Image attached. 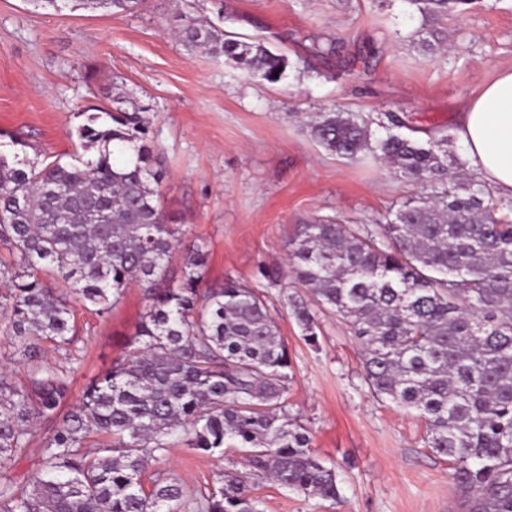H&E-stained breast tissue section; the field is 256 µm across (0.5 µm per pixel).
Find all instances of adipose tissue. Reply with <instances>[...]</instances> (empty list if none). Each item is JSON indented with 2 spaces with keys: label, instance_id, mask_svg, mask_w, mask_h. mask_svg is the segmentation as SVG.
<instances>
[{
  "label": "adipose tissue",
  "instance_id": "obj_1",
  "mask_svg": "<svg viewBox=\"0 0 512 512\" xmlns=\"http://www.w3.org/2000/svg\"><path fill=\"white\" fill-rule=\"evenodd\" d=\"M456 137L468 169L494 195L512 197V71L497 73L460 112Z\"/></svg>",
  "mask_w": 512,
  "mask_h": 512
}]
</instances>
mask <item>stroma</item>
<instances>
[{"label":"stroma","instance_id":"1","mask_svg":"<svg viewBox=\"0 0 512 512\" xmlns=\"http://www.w3.org/2000/svg\"><path fill=\"white\" fill-rule=\"evenodd\" d=\"M197 18L266 39L286 56L270 84L223 59L188 50L174 35ZM423 21L407 0H142L133 12L37 10L0 0V149L25 142L31 159L73 153L84 112L135 102L160 153L167 222L184 243L206 245V284L233 279L259 289L277 317L292 380L288 411L311 448L336 473L339 503L254 477L263 512H457L451 463L424 444L416 416L379 401L364 381L361 347L336 314L320 310L316 342L288 306L306 290L287 277L288 239L297 225L329 220L381 224L418 188L382 159L356 162L315 142L307 122L330 108L379 131L387 114L419 132L451 135L459 112L503 68H512V0H476L440 20L442 47L418 44ZM71 350L44 359L71 371V395L125 358L148 302L128 288L111 312L72 304ZM51 423L5 463L18 485L40 464ZM241 454L169 448L150 471L177 478L195 496L242 469Z\"/></svg>","mask_w":512,"mask_h":512}]
</instances>
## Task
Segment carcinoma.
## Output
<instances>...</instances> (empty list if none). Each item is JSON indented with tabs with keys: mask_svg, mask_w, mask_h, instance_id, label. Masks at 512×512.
I'll use <instances>...</instances> for the list:
<instances>
[{
	"mask_svg": "<svg viewBox=\"0 0 512 512\" xmlns=\"http://www.w3.org/2000/svg\"><path fill=\"white\" fill-rule=\"evenodd\" d=\"M60 11L132 12L141 0H29ZM424 20L473 0H407ZM192 50L248 76L280 82L287 60L264 42L189 19ZM377 136L331 109L308 123L330 153L386 160L421 193L384 224H300L288 241L293 278L336 313L362 348L370 392L425 424V446L450 458L464 512H512V199H493L471 173H448L446 135ZM97 156L35 162L0 152V267L9 291L6 334L30 362L17 387L0 372V466L25 452L33 421L54 424L29 487L0 474V512H262L250 476L188 496L151 461L184 438L196 450L235 448L281 487L337 502L336 473L310 449L287 409L291 362L258 289L228 280L202 287L207 250L184 249L158 204L159 154L137 108L99 109L78 129ZM183 276L164 284L171 254ZM67 291L59 295L42 274ZM136 282L150 301L126 362L70 404V374L42 360V342L74 344L70 299L109 312ZM289 308L310 342L317 319ZM96 433L108 440L86 444Z\"/></svg>",
	"mask_w": 512,
	"mask_h": 512,
	"instance_id": "cac0c4a2",
	"label": "carcinoma"
}]
</instances>
